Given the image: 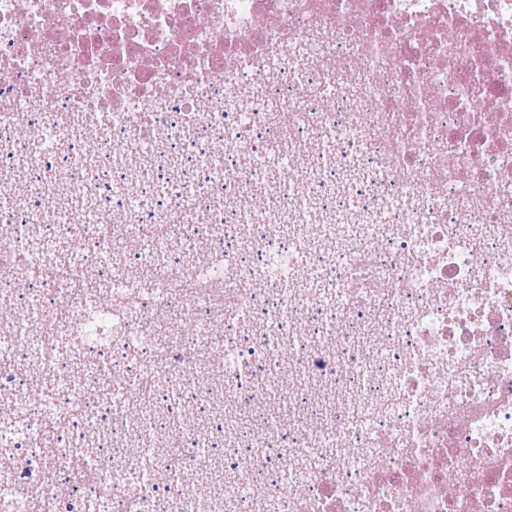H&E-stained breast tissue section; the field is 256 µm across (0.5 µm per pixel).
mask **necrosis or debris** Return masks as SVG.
Listing matches in <instances>:
<instances>
[{
    "label": "necrosis or debris",
    "instance_id": "necrosis-or-debris-1",
    "mask_svg": "<svg viewBox=\"0 0 512 512\" xmlns=\"http://www.w3.org/2000/svg\"><path fill=\"white\" fill-rule=\"evenodd\" d=\"M322 56L360 66L315 107L301 88L324 82ZM259 79L239 111L237 89ZM259 135L311 178L246 206ZM132 140L148 165L129 168ZM4 167L22 175L0 182V512L64 498L84 512H512V0H0ZM19 221L66 238L99 295L47 272ZM176 235L204 242V261L170 253ZM150 251L166 260L148 276ZM307 271L305 290L282 288ZM32 280L49 300L18 301ZM175 305L173 335H153ZM263 305L274 313L241 349ZM18 362L54 378V400L18 394ZM123 371L149 402L177 388L253 411L220 458L192 429L153 427L156 470L223 486H144L116 396L101 447L75 450L80 472L28 497L12 448L53 461L58 419L94 417L88 391ZM272 448L285 477L267 473Z\"/></svg>",
    "mask_w": 512,
    "mask_h": 512
}]
</instances>
